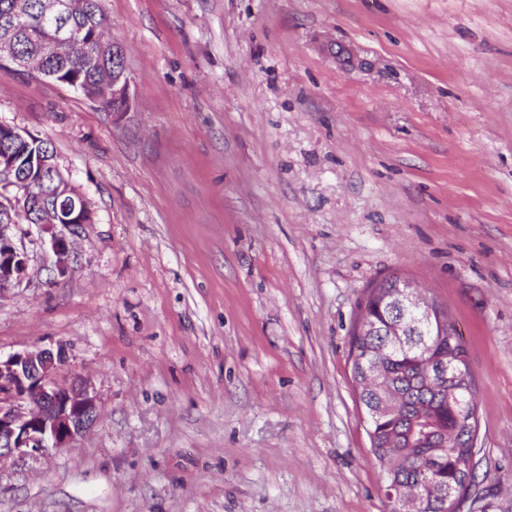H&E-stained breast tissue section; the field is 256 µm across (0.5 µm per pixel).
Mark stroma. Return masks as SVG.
Returning <instances> with one entry per match:
<instances>
[{
    "label": "stroma",
    "mask_w": 512,
    "mask_h": 512,
    "mask_svg": "<svg viewBox=\"0 0 512 512\" xmlns=\"http://www.w3.org/2000/svg\"><path fill=\"white\" fill-rule=\"evenodd\" d=\"M133 106L0 70L93 221L0 292V354L62 351L100 415L0 461V512H387L352 380L368 288L450 315L473 512H512V0H104Z\"/></svg>",
    "instance_id": "stroma-1"
}]
</instances>
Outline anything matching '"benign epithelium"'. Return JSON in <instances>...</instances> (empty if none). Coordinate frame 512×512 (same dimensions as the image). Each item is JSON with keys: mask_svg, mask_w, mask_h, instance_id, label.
<instances>
[{"mask_svg": "<svg viewBox=\"0 0 512 512\" xmlns=\"http://www.w3.org/2000/svg\"><path fill=\"white\" fill-rule=\"evenodd\" d=\"M77 43L74 31H50L42 40L40 55L48 58L62 53L68 45ZM112 56L123 54L122 47L114 43H87L86 57L96 60L107 48ZM6 61L13 70L30 72V63L14 54L9 40H0V63ZM131 78L122 68L112 70V79L103 89L104 99H112V111L124 113L132 106ZM28 183L49 192H40L27 202L35 209L43 206L47 195L55 198L54 219L39 224L50 235V247L56 257L55 275L63 276L70 267L73 242L80 226L91 223V214L82 206L83 197L59 169L55 159L37 161L32 168ZM68 229L69 234L56 231L57 227ZM10 225L0 221V291L9 286H20L27 279V256L20 250L9 234ZM390 305L399 311L398 318L389 323L387 336L389 345L397 348L403 344V336L409 330L435 335V316L432 303L421 289L406 280L398 281L388 295ZM448 351L442 352L430 361V372L440 390H445L448 381H465L469 370L464 356L458 354L462 344L456 328L448 330ZM63 362L62 353L47 349L24 350L0 356V460L14 454H33L49 449H64L83 436L95 423L100 414L98 399L90 386L75 379L68 384L57 381L56 375ZM385 496L394 507V512H423V492L384 490ZM448 499V512H463L467 500L463 489L450 486L443 493Z\"/></svg>", "mask_w": 512, "mask_h": 512, "instance_id": "7a95c632", "label": "benign epithelium"}]
</instances>
